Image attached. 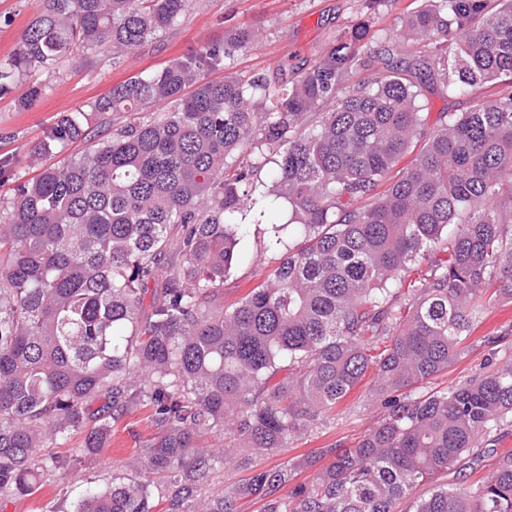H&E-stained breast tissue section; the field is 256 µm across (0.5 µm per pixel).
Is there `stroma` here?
Wrapping results in <instances>:
<instances>
[{
    "instance_id": "stroma-1",
    "label": "stroma",
    "mask_w": 512,
    "mask_h": 512,
    "mask_svg": "<svg viewBox=\"0 0 512 512\" xmlns=\"http://www.w3.org/2000/svg\"><path fill=\"white\" fill-rule=\"evenodd\" d=\"M420 3L421 0H193L180 24L158 42L116 57L94 53L92 61L82 69L64 63L52 73L32 69L10 95L0 98V156L17 159L20 177L35 175L36 167L28 163L30 150L60 113L75 111L108 92L115 83L222 42L226 29L246 27L254 34L251 48L236 53L232 60L235 71L248 75L275 70L284 62L314 61L325 54L340 31H359L364 42L372 46L385 39L408 50L409 45L401 36L402 21ZM44 6V0H0V59L18 49L28 22ZM34 86L44 87V95L32 108L20 109L19 100ZM510 92L512 86L496 81L477 83L465 95L449 92L446 85L435 83L425 93V128L430 132L438 129L443 113L466 111L473 98L496 99ZM285 220V211L277 208L269 223L244 226L238 254L214 304L235 305L270 276L277 264L276 253L267 248L270 225ZM509 331L512 300L487 302L468 339V349L448 371L430 382V389L452 386L486 370L492 354L483 347L482 337ZM368 387V382H361L309 435L289 439L277 453L256 456L254 469H271L321 448L355 445L388 413L383 402L370 398ZM153 435L148 407L128 411L113 421L111 442L100 456L52 471L34 494L0 493V512H50L56 506L65 512L86 486L104 487L113 478L128 474L130 462L141 457Z\"/></svg>"
}]
</instances>
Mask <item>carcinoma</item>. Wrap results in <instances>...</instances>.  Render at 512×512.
<instances>
[{
	"label": "carcinoma",
	"mask_w": 512,
	"mask_h": 512,
	"mask_svg": "<svg viewBox=\"0 0 512 512\" xmlns=\"http://www.w3.org/2000/svg\"><path fill=\"white\" fill-rule=\"evenodd\" d=\"M44 2L0 60V95L35 67L152 42L192 0ZM402 33L411 54L338 33L287 80L286 64L232 71L226 59L253 41L234 27L57 118L33 153L85 148L0 197L1 493L37 492L76 461L40 449L82 430L79 452L96 455L110 420L145 405L155 434L141 464L167 481L90 488L70 512H152L156 492L168 512H236L243 497L263 512H395L418 486L407 512H512L511 451L467 484L471 449L512 427V358L414 395L462 355L487 293L512 299V93L445 112L430 134L422 115L434 80L512 85V0H424ZM374 62L378 76L347 84ZM211 70L223 79L204 80ZM114 112L145 116L113 129ZM267 168L275 188L261 193ZM281 199L270 278L212 305L239 226ZM369 373L389 415L356 445L203 497L231 457L201 448L202 432L233 430L246 466L316 428ZM326 455L312 482L277 495Z\"/></svg>",
	"instance_id": "cac0c4a2"
}]
</instances>
